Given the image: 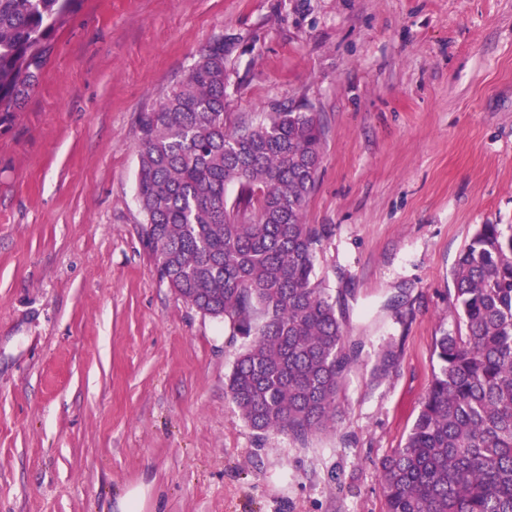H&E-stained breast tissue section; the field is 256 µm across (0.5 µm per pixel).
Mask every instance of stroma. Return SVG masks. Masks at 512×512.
<instances>
[{
  "mask_svg": "<svg viewBox=\"0 0 512 512\" xmlns=\"http://www.w3.org/2000/svg\"><path fill=\"white\" fill-rule=\"evenodd\" d=\"M218 34L240 125L324 127L304 220L360 352L335 430L303 441L240 418L247 339L141 243L138 116ZM482 224L512 225V0H75L0 127V512H111L140 483L151 512H385ZM397 363V352L393 343L387 342L377 352L376 361L372 370L375 379L388 377L394 370Z\"/></svg>",
  "mask_w": 512,
  "mask_h": 512,
  "instance_id": "35a3bbf8",
  "label": "stroma"
}]
</instances>
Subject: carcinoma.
Masks as SVG:
<instances>
[{"mask_svg": "<svg viewBox=\"0 0 512 512\" xmlns=\"http://www.w3.org/2000/svg\"><path fill=\"white\" fill-rule=\"evenodd\" d=\"M74 0H0V126L38 80ZM224 36L138 116L137 201L160 280L251 338L228 380L241 418L303 441L336 426L357 362L316 280L324 229L304 221L323 135L316 112L281 107L243 127L224 111ZM238 186L233 200L227 187ZM456 330L402 447L381 463L386 512H512V232L479 225L451 270ZM393 343L372 375L388 377Z\"/></svg>", "mask_w": 512, "mask_h": 512, "instance_id": "carcinoma-1", "label": "carcinoma"}]
</instances>
